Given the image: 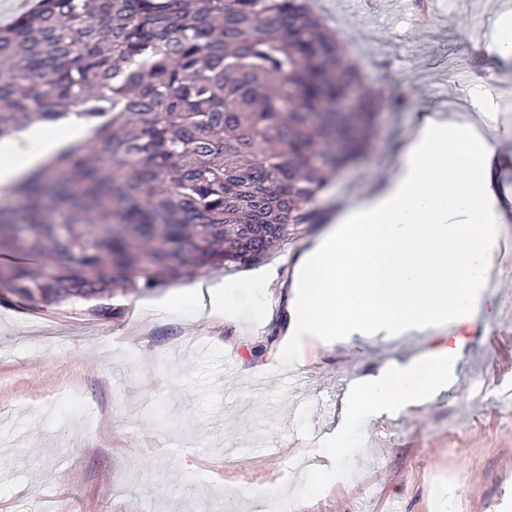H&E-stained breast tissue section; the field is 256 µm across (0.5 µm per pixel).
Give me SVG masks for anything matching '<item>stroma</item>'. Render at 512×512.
Listing matches in <instances>:
<instances>
[{
	"mask_svg": "<svg viewBox=\"0 0 512 512\" xmlns=\"http://www.w3.org/2000/svg\"><path fill=\"white\" fill-rule=\"evenodd\" d=\"M361 71L359 93L410 97L380 109L358 159L336 172L321 215L392 173L421 114L492 89L512 106V57L474 34L492 0H429L428 20L391 0H313ZM178 284L129 293L121 319L0 303V512H512V277L494 321L468 332L447 391L408 412L346 420L353 384L416 356L433 336L350 343L297 337L282 353L280 289L225 312ZM495 397H480L477 381ZM351 452L328 461L338 442ZM324 465V484L311 485Z\"/></svg>",
	"mask_w": 512,
	"mask_h": 512,
	"instance_id": "obj_1",
	"label": "stroma"
}]
</instances>
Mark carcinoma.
Here are the masks:
<instances>
[{"label":"carcinoma","mask_w":512,"mask_h":512,"mask_svg":"<svg viewBox=\"0 0 512 512\" xmlns=\"http://www.w3.org/2000/svg\"><path fill=\"white\" fill-rule=\"evenodd\" d=\"M360 80L307 0H38L0 27V139L79 114L0 206V302H99L252 266L312 229L316 201L365 136L338 112Z\"/></svg>","instance_id":"carcinoma-1"}]
</instances>
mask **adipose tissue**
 I'll return each mask as SVG.
<instances>
[{
    "instance_id": "1",
    "label": "adipose tissue",
    "mask_w": 512,
    "mask_h": 512,
    "mask_svg": "<svg viewBox=\"0 0 512 512\" xmlns=\"http://www.w3.org/2000/svg\"><path fill=\"white\" fill-rule=\"evenodd\" d=\"M494 113L475 124L467 112L432 113L409 136L393 175L343 211L293 264L284 296L294 336L325 339L423 333L453 325L423 357L369 376L350 417L385 406L407 411L448 385L463 354L461 327L471 325L496 266L504 214L512 194L498 181ZM83 135L78 116L64 135L34 125L0 141V195L63 146ZM254 280L232 292L200 280L182 288L195 300L223 296L232 311L252 300Z\"/></svg>"
}]
</instances>
